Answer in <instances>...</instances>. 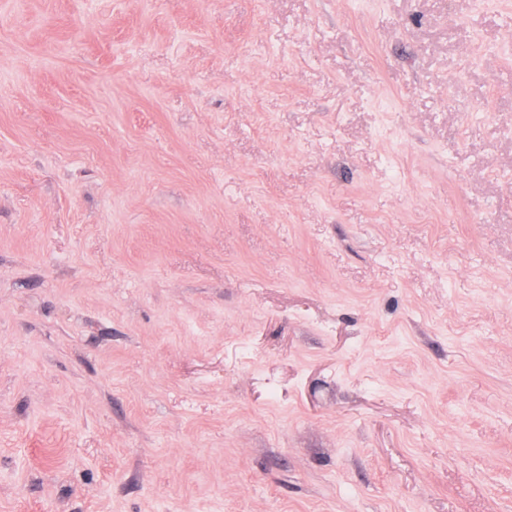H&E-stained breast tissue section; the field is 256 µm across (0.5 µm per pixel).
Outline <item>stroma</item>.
Returning <instances> with one entry per match:
<instances>
[{"instance_id":"1","label":"stroma","mask_w":512,"mask_h":512,"mask_svg":"<svg viewBox=\"0 0 512 512\" xmlns=\"http://www.w3.org/2000/svg\"><path fill=\"white\" fill-rule=\"evenodd\" d=\"M0 512H512V0H0Z\"/></svg>"}]
</instances>
